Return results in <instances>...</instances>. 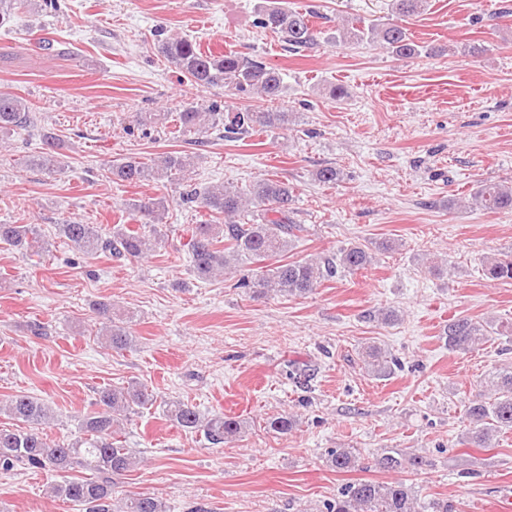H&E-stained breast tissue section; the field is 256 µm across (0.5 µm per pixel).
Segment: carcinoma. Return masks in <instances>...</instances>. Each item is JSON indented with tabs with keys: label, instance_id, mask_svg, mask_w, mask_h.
Here are the masks:
<instances>
[{
	"label": "carcinoma",
	"instance_id": "carcinoma-1",
	"mask_svg": "<svg viewBox=\"0 0 512 512\" xmlns=\"http://www.w3.org/2000/svg\"><path fill=\"white\" fill-rule=\"evenodd\" d=\"M29 0H0V28L9 26L18 10ZM428 0H391V18L382 24H353L340 32L349 42H382L402 58L421 55L424 47L412 40L403 21L423 12ZM259 27L280 35L288 47L308 49L318 43V31L310 23V15L284 5V0H266L258 12ZM158 54L192 84L201 88L221 87L233 96L253 95L276 99L282 90L280 70L264 61L238 52L205 54L188 38H165L157 41ZM288 111H261L240 107L226 114L212 106H189L178 113L179 132L202 133L224 126V137L238 138L254 132L286 129ZM37 127L35 115L27 101L8 93H0V136L17 129ZM45 150L32 155L28 165L52 173L60 168L56 156V137L42 133ZM189 154L167 153L158 159L127 156L112 161L107 167L109 178L129 184L164 180L182 188V199L210 212L211 222L195 225L189 242V255L194 275L202 280L229 271H240V265L264 261L286 253L292 238L301 226L288 223L293 203V189L281 180L261 179L245 187L214 186L199 190L187 183L186 172L191 165ZM479 208L487 212L512 210V186L497 182H481L474 192ZM132 216L142 227L136 230L114 226L103 230L94 224L65 220L57 225L58 235L82 253L104 252L116 259L137 260L154 250L162 237L158 226L168 212L164 197H147L129 204ZM0 245L16 250L45 248L33 224H0ZM372 254L358 245L339 250L334 258L307 259L277 265L253 275L244 274L238 281L241 288L255 295L276 292L289 297H305L323 282L336 277L339 271L355 272L367 268ZM491 280L512 281V251L488 262L483 268ZM94 311L106 319V337L110 346L122 350L132 345L128 323L131 318L112 316V304L98 301ZM500 334L495 321H475L459 317L448 322L444 330L448 349L468 351ZM368 370L382 375L390 368L388 355L381 348L367 347ZM491 394L480 393L467 408L472 428L461 444L469 448L492 447L493 436L512 430V369H504L489 380ZM160 403L169 420L187 431L201 432L205 439L220 445L224 440L242 433L243 422L232 417H203L196 406L183 400L158 401L157 395L137 382L125 387H105L99 391L98 409L82 418L79 436L56 442L48 438L45 427L52 418L48 401L27 394H16L0 406L16 421L12 427L0 428V473L18 467L65 471L74 464L85 466L95 476L83 480H65L51 487L53 496L84 507L86 512H166L165 504L148 495L112 499V480L136 466L133 453L115 440L114 434L123 422L140 408ZM294 420L288 415L268 419L269 430L288 434ZM328 462L336 470H346L356 463L352 448H331ZM423 464L419 456L389 449L376 460L385 471L407 472ZM452 512L448 504L434 507L420 505L404 482L360 481L345 485L336 499L326 503V512Z\"/></svg>",
	"mask_w": 512,
	"mask_h": 512
}]
</instances>
